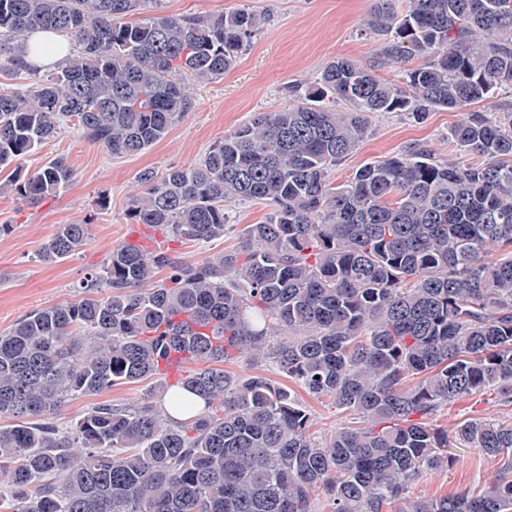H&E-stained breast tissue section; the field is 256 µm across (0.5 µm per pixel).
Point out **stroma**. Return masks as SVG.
Masks as SVG:
<instances>
[{"label": "stroma", "mask_w": 512, "mask_h": 512, "mask_svg": "<svg viewBox=\"0 0 512 512\" xmlns=\"http://www.w3.org/2000/svg\"><path fill=\"white\" fill-rule=\"evenodd\" d=\"M162 5L166 12L188 15L219 14L244 6L265 14L268 22L223 77L204 82L184 77L194 108L148 150L112 158L105 149L87 142L70 122L56 138L24 157L22 164L29 172L52 158H65L74 177L64 191L35 207L0 195V224L12 227L10 234L0 236V333L32 310L77 300L81 282L104 265L117 245L127 240L149 244L147 228L135 223L130 211L131 198L140 190V171L149 168L162 173L199 160L254 113L285 105L289 90L309 86L333 59H353L391 81L399 74L398 67L381 64L378 41L363 30L362 21L372 0H162ZM458 119V113L445 110L430 113L420 124L398 112L373 114L367 137L353 156L336 167L332 179L342 184L363 165L391 157L414 142L425 143L443 159L468 163V156L456 152L448 140ZM102 197L107 200L103 207L98 204ZM226 209L232 227L224 240L209 249L193 243L182 245L184 255L201 258L209 251L223 250L238 242L240 228L264 221L268 212L264 205L245 201L228 203ZM81 221L89 224L90 240L78 255L51 264L37 260L38 249L59 225ZM156 390L151 380L118 385L72 400L64 407L62 418L74 420L100 402L141 401ZM301 401L313 419L308 431L312 440H329L346 419L331 399L305 395ZM500 413V406L488 396H475L449 404L433 423L451 430L462 421ZM448 452L453 465L427 474L413 485L414 495L473 491L493 480L495 462L477 450L452 446Z\"/></svg>", "instance_id": "stroma-1"}]
</instances>
